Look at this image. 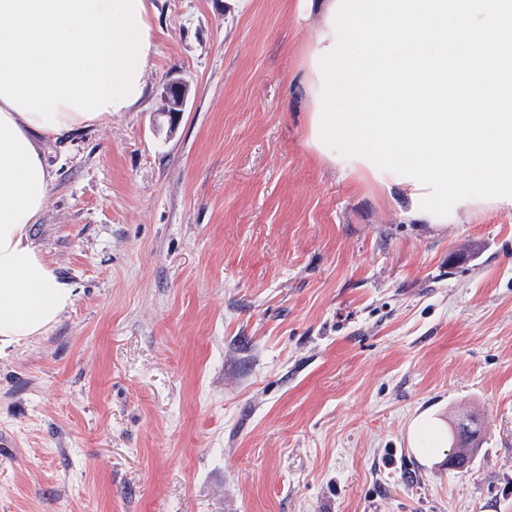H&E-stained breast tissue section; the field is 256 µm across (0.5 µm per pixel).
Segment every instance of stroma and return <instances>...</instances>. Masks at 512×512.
I'll use <instances>...</instances> for the list:
<instances>
[{"mask_svg":"<svg viewBox=\"0 0 512 512\" xmlns=\"http://www.w3.org/2000/svg\"><path fill=\"white\" fill-rule=\"evenodd\" d=\"M153 3L140 107L44 144L75 300L0 355V512H512V211L419 224L322 160L299 0ZM472 413L467 470L414 447ZM189 97L188 83L179 77H170L162 87L161 112L167 113L172 121L184 111Z\"/></svg>","mask_w":512,"mask_h":512,"instance_id":"obj_1","label":"stroma"}]
</instances>
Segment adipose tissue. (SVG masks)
<instances>
[{
    "mask_svg": "<svg viewBox=\"0 0 512 512\" xmlns=\"http://www.w3.org/2000/svg\"><path fill=\"white\" fill-rule=\"evenodd\" d=\"M152 0H0V351L74 302L30 238L52 176L42 143L132 111L155 52Z\"/></svg>",
    "mask_w": 512,
    "mask_h": 512,
    "instance_id": "ef3b65f1",
    "label": "adipose tissue"
}]
</instances>
